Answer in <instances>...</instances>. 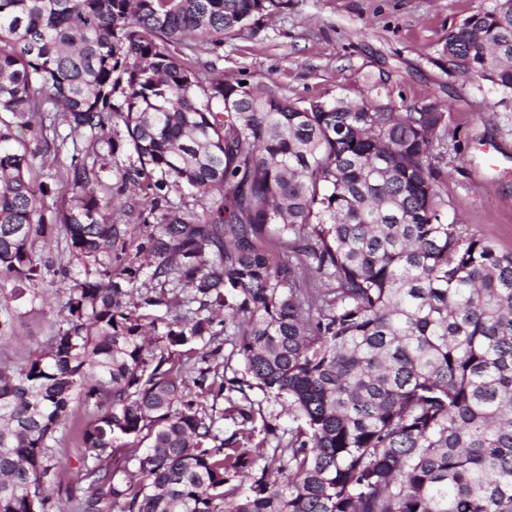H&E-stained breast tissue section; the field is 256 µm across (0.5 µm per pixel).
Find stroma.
Segmentation results:
<instances>
[{
  "instance_id": "35a3bbf8",
  "label": "stroma",
  "mask_w": 512,
  "mask_h": 512,
  "mask_svg": "<svg viewBox=\"0 0 512 512\" xmlns=\"http://www.w3.org/2000/svg\"><path fill=\"white\" fill-rule=\"evenodd\" d=\"M495 0H288L259 27L225 41L217 67L246 72L252 82L276 84L291 98L372 95L385 83L382 104L412 109L436 100L448 108V133L435 141L433 164L449 217L464 232L512 253V94L450 72L442 47L469 15ZM47 261L34 304L7 303L14 283L0 275V321L14 318L12 336L0 338V360L22 362L43 347L59 320L64 294L56 271L71 256L63 234L37 238Z\"/></svg>"
}]
</instances>
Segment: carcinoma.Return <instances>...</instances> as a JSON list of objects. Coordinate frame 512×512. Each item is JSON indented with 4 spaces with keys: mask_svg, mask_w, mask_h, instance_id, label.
<instances>
[{
    "mask_svg": "<svg viewBox=\"0 0 512 512\" xmlns=\"http://www.w3.org/2000/svg\"><path fill=\"white\" fill-rule=\"evenodd\" d=\"M287 6L0 0V273L34 302L33 243L56 228L83 266L40 353L0 363V512H512V253L448 221L443 105L217 71L225 40ZM442 55L512 94V0ZM57 112L88 147L37 183ZM137 190L127 240L112 210ZM158 308L179 312L162 334ZM221 334L248 380L208 366L189 388L176 349ZM245 385L299 420L265 425L261 453L253 406L230 404L226 437L208 404ZM77 404L96 414L70 482L55 433Z\"/></svg>",
    "mask_w": 512,
    "mask_h": 512,
    "instance_id": "carcinoma-1",
    "label": "carcinoma"
}]
</instances>
